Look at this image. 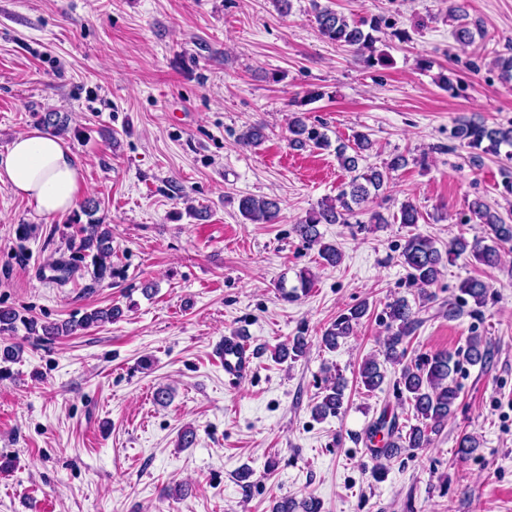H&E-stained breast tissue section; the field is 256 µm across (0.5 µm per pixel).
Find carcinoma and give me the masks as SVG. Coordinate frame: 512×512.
<instances>
[{
  "label": "carcinoma",
  "mask_w": 512,
  "mask_h": 512,
  "mask_svg": "<svg viewBox=\"0 0 512 512\" xmlns=\"http://www.w3.org/2000/svg\"><path fill=\"white\" fill-rule=\"evenodd\" d=\"M313 14L320 36L332 43L348 46L357 54L362 55L363 63L368 67L385 65L386 58L376 53L377 34L394 27V23L383 15H375L361 22H351L328 6L313 0ZM39 122L58 134L68 130L67 117L59 112H43L38 114ZM266 125L253 123L245 127L239 134L240 142L248 146H257L266 137ZM288 143L296 150L307 148L327 149L331 142L326 133L308 126L300 116H292L288 120ZM453 138L472 148L483 146L496 151L501 146L512 147V126L508 128H490L480 122H464L454 127ZM372 145L365 133H357L353 144L344 143L336 146V157L340 166L351 173V179L342 185L336 199L325 201L306 213L304 219L294 225V232L311 245L319 246L321 259L334 266L341 260V252L336 245L322 241L318 226L321 224H347L349 218L357 215L369 202L371 196L379 192L391 177V173L405 164V158L393 157L385 167L359 168L363 160V152ZM473 214L489 228L492 244L474 238L468 240L459 236L451 240L448 249L440 250L435 241L429 237L412 234L402 247L400 258L408 271V278L418 289V299L425 303L433 300L435 295L429 292L449 261L470 253L486 266L493 267L500 260L498 245L512 243V224H507L490 207L480 200L472 202ZM97 203L88 200L82 212L87 222L81 227L78 252L92 256L93 281L101 284L112 278V229L94 218ZM239 211L248 221L261 224H273L279 218L278 202L269 198L244 196L239 201ZM420 212L411 202L402 204L399 214L394 220L410 227L418 223ZM300 288L290 291L281 289L282 298L286 301L298 298V292H306L312 287L310 273L299 272ZM460 292L465 295L463 302L473 301L475 308L470 314L478 313L489 292V285L477 278H469L460 284ZM367 313V305L361 303L341 312L323 332L321 344L328 350H335L339 341L353 335L361 319ZM123 310L118 305L93 309L75 321H66L60 325H38L34 319H25L12 307L0 308V335L14 332L17 324L24 325L28 333L42 339H54L67 336L75 330H87L105 323H114L121 319ZM387 336L383 340L384 360L401 366L400 393L406 394V401L416 424L409 425L399 422V415L383 411L365 430L366 444L378 461L388 460L400 448H424L430 443L429 433H437L454 414V405L459 395V386L454 375L464 363L469 365H487L492 357V345L479 336L469 338L465 350L457 353L438 352L430 357H419L406 361L404 343L419 326L417 312L405 298H397L387 306ZM307 338L297 335L275 349V356L280 360L297 359L306 354ZM361 382L367 390L378 388L384 381L380 362L370 357L360 367ZM344 381L340 374L330 378L321 401L314 407V416L323 419L336 415L344 404ZM321 512V503L315 498H308L300 503L283 499L274 505L273 512Z\"/></svg>",
  "instance_id": "obj_1"
}]
</instances>
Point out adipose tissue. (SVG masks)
Here are the masks:
<instances>
[{"label":"adipose tissue","instance_id":"ef3b65f1","mask_svg":"<svg viewBox=\"0 0 512 512\" xmlns=\"http://www.w3.org/2000/svg\"><path fill=\"white\" fill-rule=\"evenodd\" d=\"M81 168L57 136L32 130L17 135L0 152V183L55 216L76 208Z\"/></svg>","mask_w":512,"mask_h":512}]
</instances>
